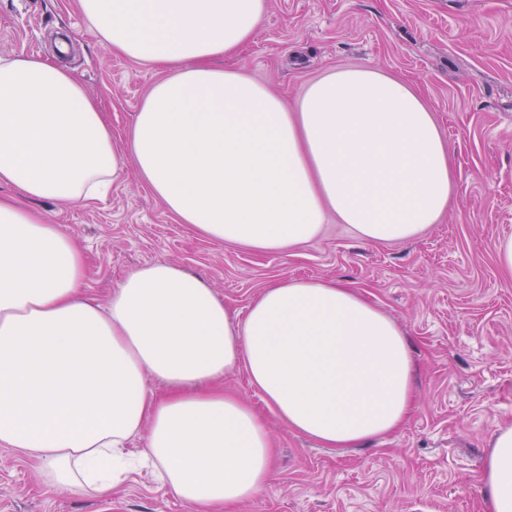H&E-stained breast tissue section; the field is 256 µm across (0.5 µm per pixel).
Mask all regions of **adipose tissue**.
Returning a JSON list of instances; mask_svg holds the SVG:
<instances>
[{"mask_svg": "<svg viewBox=\"0 0 512 512\" xmlns=\"http://www.w3.org/2000/svg\"><path fill=\"white\" fill-rule=\"evenodd\" d=\"M80 4L103 46L169 75L119 141L65 68L0 60V186L17 193L0 198V447L39 459L58 492L110 495L142 461L193 512H221L258 495L271 468L257 414L213 387L237 367L325 447L395 431L414 408L409 343L357 290L289 279L239 320L203 278L156 262L100 305L81 294L74 240L27 204H89L129 166L213 241L281 251L313 239L330 212L364 239L401 241L437 223L452 193L433 113L374 70L333 72L290 107L214 67L250 43L267 0ZM480 495L484 512H512V426L492 436Z\"/></svg>", "mask_w": 512, "mask_h": 512, "instance_id": "adipose-tissue-1", "label": "adipose tissue"}]
</instances>
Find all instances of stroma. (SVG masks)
I'll return each instance as SVG.
<instances>
[{
    "label": "stroma",
    "mask_w": 512,
    "mask_h": 512,
    "mask_svg": "<svg viewBox=\"0 0 512 512\" xmlns=\"http://www.w3.org/2000/svg\"><path fill=\"white\" fill-rule=\"evenodd\" d=\"M20 53L56 55L119 138L167 75L102 46L79 0H0V58ZM227 65L289 103L343 68L407 81L451 149L447 211L406 241L370 242L331 218L304 245L261 252L179 223L128 171L93 205L37 206L83 249L85 295L106 302L129 271L153 262L204 276L240 319L284 280L358 288L410 340L414 413L385 437L325 448L285 426L244 368L227 373L225 392L259 411L273 448L264 490L228 512H482L491 437L512 425V280L497 261L512 237V0H269L254 41ZM0 512L191 509L145 470L108 497L55 492L37 462L0 447Z\"/></svg>",
    "instance_id": "1"
}]
</instances>
